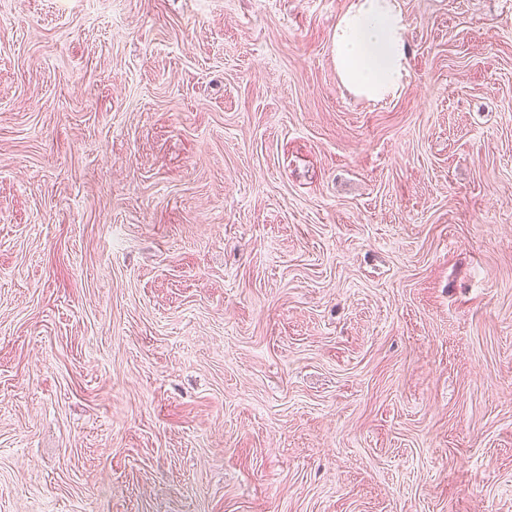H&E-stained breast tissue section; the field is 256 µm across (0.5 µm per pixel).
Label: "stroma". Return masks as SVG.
<instances>
[{"label":"stroma","mask_w":512,"mask_h":512,"mask_svg":"<svg viewBox=\"0 0 512 512\" xmlns=\"http://www.w3.org/2000/svg\"><path fill=\"white\" fill-rule=\"evenodd\" d=\"M0 0V512H512V0ZM406 31L398 0H350L333 39L343 83L368 101L393 97L408 74Z\"/></svg>","instance_id":"obj_1"}]
</instances>
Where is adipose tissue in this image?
<instances>
[{"mask_svg": "<svg viewBox=\"0 0 512 512\" xmlns=\"http://www.w3.org/2000/svg\"><path fill=\"white\" fill-rule=\"evenodd\" d=\"M406 31L398 0H350L333 39L343 83L369 101L394 96L407 75Z\"/></svg>", "mask_w": 512, "mask_h": 512, "instance_id": "adipose-tissue-1", "label": "adipose tissue"}]
</instances>
